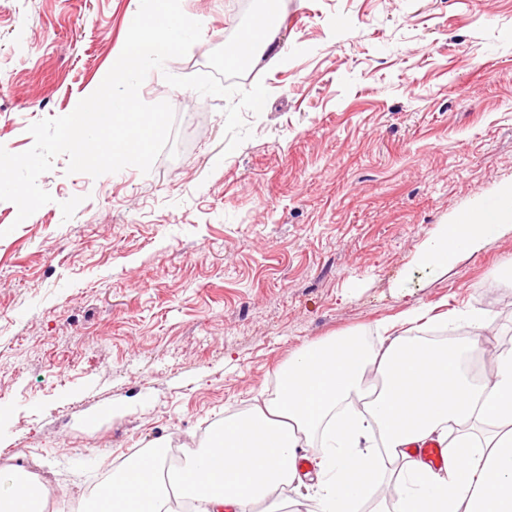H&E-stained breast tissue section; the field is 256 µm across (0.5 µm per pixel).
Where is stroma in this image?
I'll return each instance as SVG.
<instances>
[{
    "label": "stroma",
    "mask_w": 512,
    "mask_h": 512,
    "mask_svg": "<svg viewBox=\"0 0 512 512\" xmlns=\"http://www.w3.org/2000/svg\"><path fill=\"white\" fill-rule=\"evenodd\" d=\"M140 0H0V145L71 113L125 43ZM202 25L139 95L175 110L177 156L94 178L58 156L54 198L0 201V452L48 488L46 512L133 449L207 445L274 396L278 371L332 336L411 333L512 350V231L443 270L425 239L512 182V0H283L252 131L225 153L224 98L171 87L207 72L250 0H180ZM281 60H274V52ZM486 316V328L465 312Z\"/></svg>",
    "instance_id": "1"
}]
</instances>
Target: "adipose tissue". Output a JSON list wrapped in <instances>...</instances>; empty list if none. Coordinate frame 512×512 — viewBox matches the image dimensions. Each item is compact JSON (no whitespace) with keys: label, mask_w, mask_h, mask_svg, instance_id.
<instances>
[{"label":"adipose tissue","mask_w":512,"mask_h":512,"mask_svg":"<svg viewBox=\"0 0 512 512\" xmlns=\"http://www.w3.org/2000/svg\"><path fill=\"white\" fill-rule=\"evenodd\" d=\"M512 228V184L489 203L458 214L426 240L425 265L446 268L455 257ZM493 381L476 383L463 351L407 334L377 349L341 336L305 345L278 374L276 398L224 423V434L192 449L170 481L161 452L143 453L112 475L96 512H172L171 493L197 500L199 512H252L260 501L300 479L297 451L317 460L307 498L312 512H512V351L499 354ZM382 379L367 383L368 371ZM325 428L328 440L310 438ZM383 445L369 447L371 434ZM437 439L448 449L438 472L408 456L410 443ZM389 474L396 494L374 500ZM48 490L16 469L0 470V512H44Z\"/></svg>","instance_id":"1"}]
</instances>
